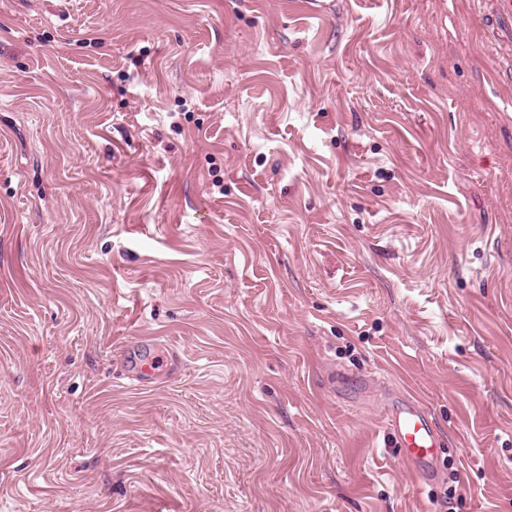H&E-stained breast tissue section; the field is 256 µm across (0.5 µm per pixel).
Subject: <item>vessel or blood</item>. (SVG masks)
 <instances>
[{"mask_svg":"<svg viewBox=\"0 0 512 512\" xmlns=\"http://www.w3.org/2000/svg\"><path fill=\"white\" fill-rule=\"evenodd\" d=\"M478 9L485 19L489 45L500 56L512 54V0H478ZM388 424L403 463L418 481L429 480L440 442L425 411L412 403L403 404L391 411Z\"/></svg>","mask_w":512,"mask_h":512,"instance_id":"obj_1","label":"vessel or blood"}]
</instances>
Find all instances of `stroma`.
<instances>
[{
	"mask_svg": "<svg viewBox=\"0 0 512 512\" xmlns=\"http://www.w3.org/2000/svg\"><path fill=\"white\" fill-rule=\"evenodd\" d=\"M330 2L0 0V512H512V79ZM388 424L403 463L418 481L429 480L441 447L425 411L413 403L403 404L391 411Z\"/></svg>",
	"mask_w": 512,
	"mask_h": 512,
	"instance_id": "obj_1",
	"label": "stroma"
}]
</instances>
